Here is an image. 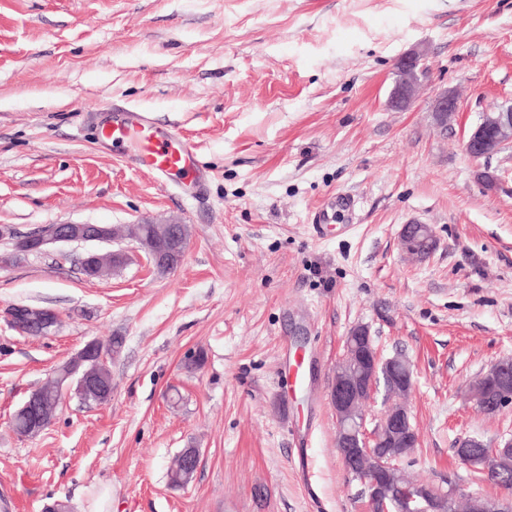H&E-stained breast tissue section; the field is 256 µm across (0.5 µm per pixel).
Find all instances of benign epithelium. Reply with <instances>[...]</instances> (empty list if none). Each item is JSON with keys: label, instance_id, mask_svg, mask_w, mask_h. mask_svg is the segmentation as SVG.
I'll return each instance as SVG.
<instances>
[{"label": "benign epithelium", "instance_id": "benign-epithelium-1", "mask_svg": "<svg viewBox=\"0 0 512 512\" xmlns=\"http://www.w3.org/2000/svg\"><path fill=\"white\" fill-rule=\"evenodd\" d=\"M396 79L390 93L392 108H408L417 98L422 86L421 55L415 51L404 55L396 64ZM458 108L456 94L440 91L432 101V112L439 127L448 126ZM512 145V105H498L483 113L474 126L463 148L474 160L489 159ZM165 240L152 247L151 258L162 269L177 268L183 257L182 247L190 233V226L179 219L165 221ZM113 228L104 224H75L62 222L44 226L18 239L22 251L41 252L49 244L69 242H108ZM413 240L417 249L413 255L424 259L437 248L438 240L428 224L403 225L400 240ZM110 252L91 251L83 259V271L94 274ZM6 316L13 329L27 336H51L59 326V315L50 308L33 309L26 305H12ZM110 357L98 342L87 343L66 363L73 369L85 368L75 393L85 395L94 385L92 370ZM414 387L413 372L408 359L395 356L379 357L368 327H354L346 339L344 359L336 366L329 398L336 412L338 429L336 451L345 468L362 476L369 502L379 512H452L462 504L465 512H512V497L492 503L478 494H464L453 482L448 491L438 494L433 485L408 477L399 462L413 443L411 413L406 397ZM386 399L394 401L382 414L372 437L363 428V407L372 401L378 390ZM468 396L474 407L493 415L512 405V360H500L469 387ZM34 410L26 436L35 437L49 426L57 406H48L38 394H30L20 407L21 411ZM455 455L463 465L494 475L500 479L512 478V439H505L492 448L479 439L467 436L459 440Z\"/></svg>", "mask_w": 512, "mask_h": 512}]
</instances>
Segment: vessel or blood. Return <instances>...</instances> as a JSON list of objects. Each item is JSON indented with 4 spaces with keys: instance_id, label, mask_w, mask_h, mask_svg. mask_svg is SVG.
I'll list each match as a JSON object with an SVG mask.
<instances>
[{
    "instance_id": "b4317fda",
    "label": "vessel or blood",
    "mask_w": 512,
    "mask_h": 512,
    "mask_svg": "<svg viewBox=\"0 0 512 512\" xmlns=\"http://www.w3.org/2000/svg\"><path fill=\"white\" fill-rule=\"evenodd\" d=\"M96 134L103 144L134 138L136 150L131 162L137 170L158 180L181 175L194 186L197 196H204L207 172L198 159L195 143L178 140L174 131L160 125L151 113L113 108L111 121L98 123Z\"/></svg>"
}]
</instances>
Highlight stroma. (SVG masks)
<instances>
[{"label":"stroma","mask_w":512,"mask_h":512,"mask_svg":"<svg viewBox=\"0 0 512 512\" xmlns=\"http://www.w3.org/2000/svg\"><path fill=\"white\" fill-rule=\"evenodd\" d=\"M420 52L417 102L390 109L398 59ZM455 92L436 128L431 100ZM152 112L211 174L133 170L131 142L100 146L97 107ZM512 104V0H0V310L55 309V335L0 318V488L13 512L63 499L86 512H368L336 451L328 391L345 338L369 326L381 358L414 372L409 471L499 497L454 448L512 438V407L466 391L512 357V147L475 161L463 142ZM498 176L486 187L478 174ZM349 208L314 216L334 196ZM192 226L184 259L86 278L84 243L16 255L46 224ZM432 225L424 261L403 225ZM124 339L101 405L66 393L38 436L16 433L27 396L85 344ZM203 351L199 369L187 357ZM200 451L193 481L167 472Z\"/></svg>","instance_id":"35a3bbf8"}]
</instances>
